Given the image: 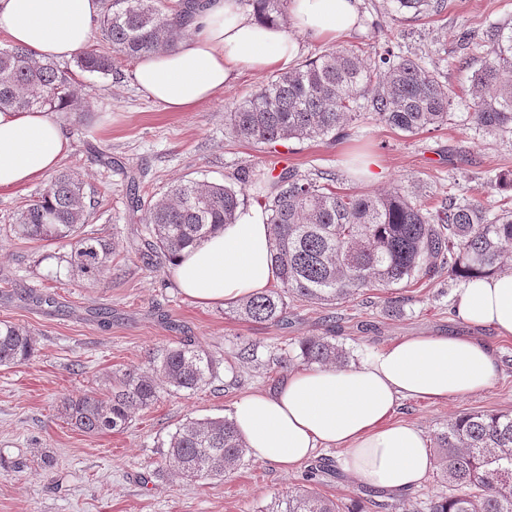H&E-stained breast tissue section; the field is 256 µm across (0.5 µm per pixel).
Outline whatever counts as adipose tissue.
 <instances>
[{
	"label": "adipose tissue",
	"mask_w": 512,
	"mask_h": 512,
	"mask_svg": "<svg viewBox=\"0 0 512 512\" xmlns=\"http://www.w3.org/2000/svg\"><path fill=\"white\" fill-rule=\"evenodd\" d=\"M361 0H289L287 23L263 21L235 0H207L187 19L174 49L136 59L134 79L156 104L186 112L211 100L244 72L290 65L304 38L333 42L362 23ZM102 0H0V35L37 57L65 61L86 51ZM72 150L48 112H0V191L44 179ZM170 272L202 306L230 305L273 287L267 214L253 204L236 223L181 251ZM456 314L466 325L512 338V270L463 286ZM499 355L467 333L402 336L345 367L301 366L271 389L234 404L233 419L249 450L295 470L319 448L336 447L351 478L394 494L419 486L433 466L430 441L394 418L401 400L444 403L488 388Z\"/></svg>",
	"instance_id": "adipose-tissue-1"
}]
</instances>
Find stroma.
<instances>
[{"instance_id": "stroma-1", "label": "stroma", "mask_w": 512, "mask_h": 512, "mask_svg": "<svg viewBox=\"0 0 512 512\" xmlns=\"http://www.w3.org/2000/svg\"><path fill=\"white\" fill-rule=\"evenodd\" d=\"M361 9L363 28L347 45L366 47L387 37L439 72L457 91L447 126L407 136L354 121L336 139L292 140L271 157L230 138L224 121L226 107L267 83L269 74H244L189 112L164 110L141 94L132 62L118 61L108 76L77 74L90 109L56 113L73 142L60 168L83 180L95 200L87 232L115 248L97 279L58 272L60 244L20 239L10 230L46 181L0 192V321L37 338L32 360L0 366V512H262L303 485L304 469L286 474L248 454L220 480L159 475L180 424L230 416L240 397L300 367L298 344L306 336L335 334L357 362L398 336L462 330L455 313L462 284L445 276L396 292L374 290L333 307L294 302L284 322L260 324L238 319L226 306L197 305L175 285L167 259L147 260L134 251L144 226L128 207L132 174L141 193L158 196L179 179L229 184L243 166L281 162L305 174L329 173L340 188L382 191L404 184L431 200L454 181L462 197L478 195L492 205L505 197L492 180L512 170V144L466 123L472 71L458 61L465 55L463 38L512 20V0H448L443 14L418 18L390 12L386 0H362ZM358 144L380 160V181L353 178L349 160ZM484 336L500 358L489 388L445 403L405 400L396 419L431 437L467 412L512 413V341L489 329ZM248 341L257 345L258 359L246 364L237 353ZM178 343L218 359L211 385L187 396L162 395L121 432L89 435L62 417L63 397L106 391L119 371ZM315 456L334 468L317 492L350 505L362 485L345 474L340 450L320 449Z\"/></svg>"}]
</instances>
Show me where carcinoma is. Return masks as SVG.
Wrapping results in <instances>:
<instances>
[{
	"mask_svg": "<svg viewBox=\"0 0 512 512\" xmlns=\"http://www.w3.org/2000/svg\"><path fill=\"white\" fill-rule=\"evenodd\" d=\"M401 14L440 15L447 0H393ZM261 18L287 23L288 0H240ZM112 52L88 50L75 66L110 75L113 54L134 60L173 49L184 36V17L168 0H104L98 20ZM480 66L470 79L466 121L502 139H512V23L493 25L467 42ZM67 67L40 59L29 49L0 48V112L40 109L84 112ZM455 91L439 73L417 58L402 56L389 41L363 49L338 46L314 60L276 74L225 112L232 137L269 153L289 140L335 137L360 118L403 134L441 129L448 124ZM237 185L183 181L159 197L130 198L142 212L144 234L136 253L170 260L189 246L235 223L248 203L245 189L264 205L280 270L279 284L236 304L235 314L254 323H279L288 301L333 306L376 288L410 286L448 273L466 282L505 266L512 245V196L498 209L473 196L458 200L454 187L436 205L422 203L407 187L384 193L342 189L335 180L310 178L295 167L245 166ZM84 184L73 174H56L49 186L17 214L21 239L54 241L69 247L61 256L70 271L95 277L107 266L113 244L83 231L91 205ZM37 339L28 330L0 322V365L28 362ZM298 358L321 366L347 364L350 352L334 336L299 341ZM217 360L191 344L167 347L146 364L118 375L112 389L66 398L61 410L88 434L123 431L132 415L151 408L162 392L191 394L209 385ZM436 467L449 493L431 501L429 512H512V414L474 411L448 421L435 434ZM246 444L234 421L189 419L170 436L165 465L186 480L217 479L243 460ZM267 512H342L314 490L298 488Z\"/></svg>",
	"mask_w": 512,
	"mask_h": 512,
	"instance_id": "carcinoma-1",
	"label": "carcinoma"
}]
</instances>
